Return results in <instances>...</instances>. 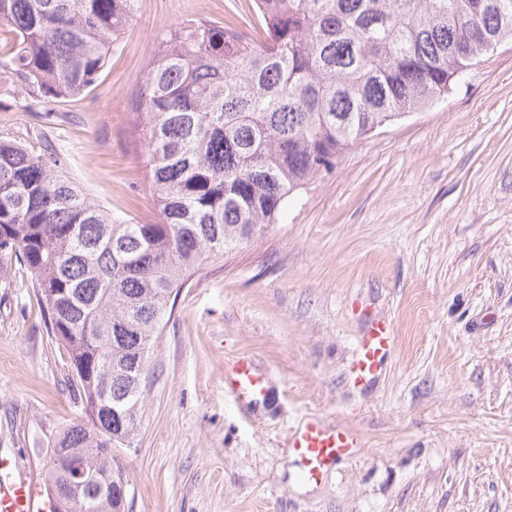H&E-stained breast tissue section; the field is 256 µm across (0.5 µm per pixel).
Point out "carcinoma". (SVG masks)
I'll use <instances>...</instances> for the list:
<instances>
[{
	"label": "carcinoma",
	"instance_id": "carcinoma-1",
	"mask_svg": "<svg viewBox=\"0 0 512 512\" xmlns=\"http://www.w3.org/2000/svg\"><path fill=\"white\" fill-rule=\"evenodd\" d=\"M138 0H0V70L34 98L82 95ZM262 38L175 25L147 66L143 134L158 221L112 215L63 171L0 140V261L25 268L68 352L80 418L64 448L93 479L70 512H120L129 485L103 448H131L148 360L174 292L203 263L276 223L307 182L377 128L448 95L460 74L512 41V0H254Z\"/></svg>",
	"mask_w": 512,
	"mask_h": 512
}]
</instances>
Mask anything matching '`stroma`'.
<instances>
[{
  "label": "stroma",
  "mask_w": 512,
  "mask_h": 512,
  "mask_svg": "<svg viewBox=\"0 0 512 512\" xmlns=\"http://www.w3.org/2000/svg\"><path fill=\"white\" fill-rule=\"evenodd\" d=\"M251 2L138 0L76 98L30 102L0 71V138L53 141L113 216L157 221L134 127L146 67L177 23L241 27ZM173 302L141 429L116 451L132 512H512V42L349 150ZM379 320L394 345L352 384ZM242 359L270 388L261 404L224 386ZM81 412L29 277L0 264V453L43 490L49 443ZM312 420L358 438L317 484L290 448Z\"/></svg>",
  "instance_id": "1"
}]
</instances>
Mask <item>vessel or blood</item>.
I'll use <instances>...</instances> for the list:
<instances>
[{
    "label": "vessel or blood",
    "instance_id": "obj_1",
    "mask_svg": "<svg viewBox=\"0 0 512 512\" xmlns=\"http://www.w3.org/2000/svg\"><path fill=\"white\" fill-rule=\"evenodd\" d=\"M394 344L390 325L372 323L359 343L354 366L350 372L353 382L362 384L373 379ZM228 389L242 398L263 395L265 388L259 376L247 362H238L226 381ZM357 438L349 430L330 429L312 421L293 435L292 452L297 458L306 481L318 482L339 462L351 458ZM48 502L39 499L26 477L14 474L11 458L0 456V512H48Z\"/></svg>",
    "mask_w": 512,
    "mask_h": 512
}]
</instances>
